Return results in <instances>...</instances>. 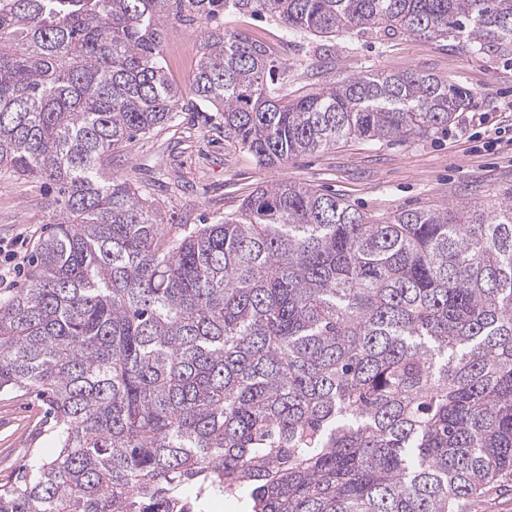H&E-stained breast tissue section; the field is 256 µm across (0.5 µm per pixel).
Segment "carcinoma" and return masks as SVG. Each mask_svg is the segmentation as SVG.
Wrapping results in <instances>:
<instances>
[{"instance_id":"carcinoma-1","label":"carcinoma","mask_w":512,"mask_h":512,"mask_svg":"<svg viewBox=\"0 0 512 512\" xmlns=\"http://www.w3.org/2000/svg\"><path fill=\"white\" fill-rule=\"evenodd\" d=\"M292 35L383 30L512 48V0H0V172L55 187L0 298V392L36 391L54 454L0 512H467L512 480V202L368 215L259 185L168 236L110 153L177 116L161 20L205 25L192 76L261 167L448 127L471 92L348 74L293 100L225 13Z\"/></svg>"}]
</instances>
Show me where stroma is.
I'll return each mask as SVG.
<instances>
[{"instance_id":"1","label":"stroma","mask_w":512,"mask_h":512,"mask_svg":"<svg viewBox=\"0 0 512 512\" xmlns=\"http://www.w3.org/2000/svg\"><path fill=\"white\" fill-rule=\"evenodd\" d=\"M224 26L261 42L273 60L275 86L288 100L342 75L371 70H416L460 84L473 106L448 128L403 143L351 141L302 155L285 164L258 166L225 139L217 112H183L177 120L139 136L108 161L109 175L133 180L180 225L211 223L237 214L260 184L295 181L333 193L376 217L421 206L512 200V144L493 146L489 136H512V51L478 55L466 35L444 41L403 33L347 34L332 40L290 39L268 15L228 13ZM163 54L169 76L192 97L190 82L203 36L198 25L164 20ZM52 188L32 178L0 173V243L18 244L20 271L0 286L10 296L29 276L36 242L52 228L46 206ZM55 451L49 407L26 392L0 393V480L36 465Z\"/></svg>"}]
</instances>
